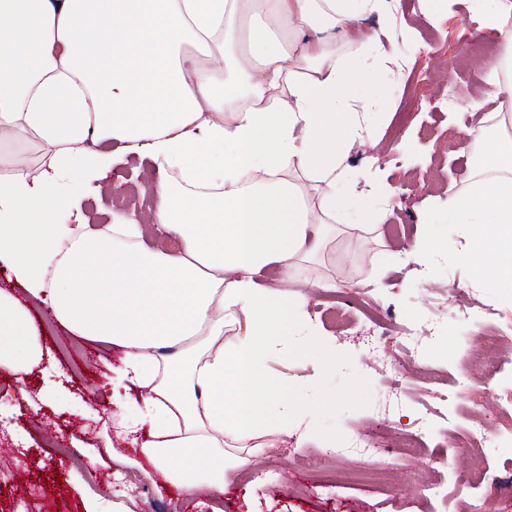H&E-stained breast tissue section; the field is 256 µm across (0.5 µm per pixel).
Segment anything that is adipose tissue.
<instances>
[{
  "instance_id": "1",
  "label": "adipose tissue",
  "mask_w": 512,
  "mask_h": 512,
  "mask_svg": "<svg viewBox=\"0 0 512 512\" xmlns=\"http://www.w3.org/2000/svg\"><path fill=\"white\" fill-rule=\"evenodd\" d=\"M400 0H0V263L70 333L114 345L110 380L137 425L141 454L188 498L223 492L241 449L284 435L304 405L302 378L271 381L267 362L318 336L304 289L256 279L317 253L337 224L371 229L383 210L350 206L348 150L370 135L383 98L359 83L396 73L336 35ZM481 14L498 41L495 110L512 114V0ZM148 159L152 222L177 253L149 250L127 219L71 223L85 183L112 166L90 142ZM491 166L448 221L470 228L481 284L512 288V135L489 140ZM178 171L180 181L168 179ZM29 310L0 289V372L40 361ZM144 389L141 401L122 390Z\"/></svg>"
}]
</instances>
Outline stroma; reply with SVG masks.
Listing matches in <instances>:
<instances>
[{
    "mask_svg": "<svg viewBox=\"0 0 512 512\" xmlns=\"http://www.w3.org/2000/svg\"><path fill=\"white\" fill-rule=\"evenodd\" d=\"M483 0H455L448 13L427 19L420 0H400L394 17L359 28H384L387 53L406 60L400 79L384 94L388 114L373 128L371 142L357 144L348 155L356 175V199L383 208L384 223L360 233L337 225L336 235L315 257L301 260L294 279L323 282L306 306L321 330L305 352L309 374L317 383L306 392L307 412L288 435L265 437L249 463L232 474L223 493L180 497L162 487L151 465L137 469L145 497L134 499L113 489L111 476L119 456L132 446L117 438L121 410L109 395V367L119 349L69 333L53 313L0 267V288L13 293L31 311L42 330L43 359L23 384L0 381V512H87L90 501L102 512H457L471 492L455 481L467 471L470 449L461 437L480 426L498 435L501 397L512 389V288L478 285L464 260L471 248L468 228L448 221V198L465 194L472 170L466 134L493 116L487 97L485 48L495 39L481 26ZM484 100L474 111L470 102ZM95 150L113 153L108 175L83 191L79 208L90 229L129 218L144 227L143 244L171 247L151 222L154 206L149 185L158 174L148 160L100 141ZM139 195L140 206L119 202ZM471 307L483 321L459 324L449 303ZM345 307L352 329L336 326L328 308ZM381 307L394 329L385 348L369 349L366 336L370 307ZM436 315L444 322L437 333L417 325L418 317ZM415 324L414 338L431 343L427 362L401 356L403 321ZM498 342L491 359L494 380H467L460 368L463 350L479 348L483 336ZM57 385L59 396L40 404L39 393ZM481 393L479 405L462 397L463 386ZM446 392L440 402L437 392ZM404 400L389 409L392 399ZM430 415L433 425L422 449L404 453L381 448L370 455L348 452L352 436L381 430L402 437L416 419ZM93 452L97 483L57 453L58 446ZM444 478L447 496L425 498L431 480Z\"/></svg>",
    "mask_w": 512,
    "mask_h": 512,
    "instance_id": "stroma-1",
    "label": "stroma"
}]
</instances>
